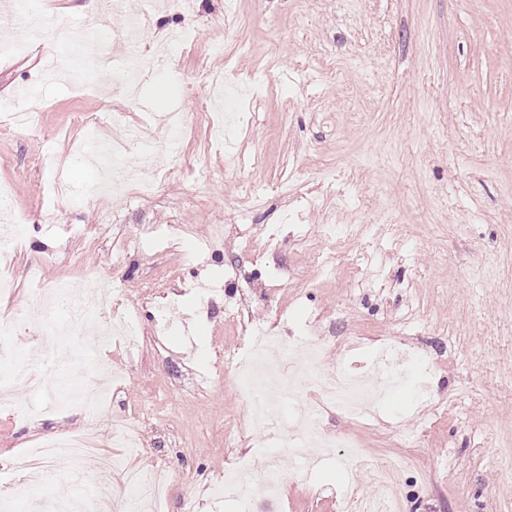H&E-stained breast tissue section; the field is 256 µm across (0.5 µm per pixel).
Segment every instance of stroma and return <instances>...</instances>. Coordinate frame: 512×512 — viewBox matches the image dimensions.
I'll list each match as a JSON object with an SVG mask.
<instances>
[{"label": "stroma", "mask_w": 512, "mask_h": 512, "mask_svg": "<svg viewBox=\"0 0 512 512\" xmlns=\"http://www.w3.org/2000/svg\"><path fill=\"white\" fill-rule=\"evenodd\" d=\"M123 11L150 20L134 47L119 29L99 32L106 71L78 69L66 32L90 19L69 0H33L0 23V46L17 22L57 41L53 54L32 47L0 61V110L34 115L24 128L0 125V183L12 188L22 239L0 251L18 284L0 307L35 315L40 289L57 280L105 279L115 291L107 316L132 317L141 336L136 347L71 345L119 375L86 474L101 454L165 463L169 497L156 512H356L378 489L376 464L407 455L387 472L403 512H512V0H193L186 13L124 0ZM179 29L197 46L142 77L136 99L119 94L113 71L132 48ZM202 72L247 90L226 145L208 150ZM86 78L105 93L75 94ZM174 110L188 125L178 135L164 123ZM87 112L104 116L96 139L127 140V164L144 142L174 140L182 166L99 193L75 151ZM64 151V173L42 165ZM146 180L160 192L134 194ZM252 237L268 243L259 264L243 250ZM288 271L302 280L285 290L276 278ZM238 307L255 328L286 316L292 337L321 327L340 344L326 372L368 368L386 343L435 363L428 395L405 386L360 421L326 415L327 429L366 447L367 466L352 471L334 452L311 467L289 447H255L253 430L227 440L224 423L242 407L230 362L248 346L228 315ZM13 341L19 358L0 378H14L30 412H0V496L10 512H32L35 499L67 500L81 486L51 460L43 488L11 458L84 419L73 406L43 412L45 396L18 380L40 369L50 338L21 329ZM120 414L141 443L131 454L112 440ZM242 455L254 489L212 494Z\"/></svg>", "instance_id": "35a3bbf8"}]
</instances>
